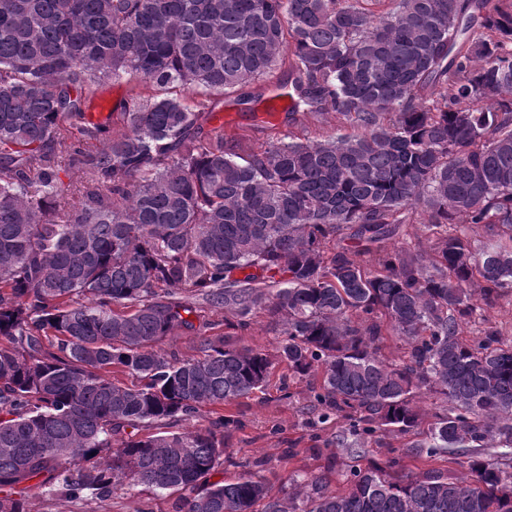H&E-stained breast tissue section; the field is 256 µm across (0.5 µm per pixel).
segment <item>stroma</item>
<instances>
[{
	"label": "stroma",
	"mask_w": 512,
	"mask_h": 512,
	"mask_svg": "<svg viewBox=\"0 0 512 512\" xmlns=\"http://www.w3.org/2000/svg\"><path fill=\"white\" fill-rule=\"evenodd\" d=\"M288 68L280 61L271 75L252 82L244 92L215 93L210 97L213 110L211 126L223 127L225 134L241 139L245 151H264L274 134H287L285 116L269 120L266 112L279 94V83ZM230 414L240 421L224 438L232 460L215 472V480L231 481L241 472V465L257 457L267 459L264 475L272 494L290 488L292 481L319 474L326 467L343 471L344 455L330 457L328 446L335 440L339 421L321 424L311 410V396L306 381L291 382L288 391L270 385L266 391L240 399L230 406ZM172 498H154L141 491L120 490L110 500L98 504L51 503L38 495L29 498L30 512H173Z\"/></svg>",
	"instance_id": "obj_1"
}]
</instances>
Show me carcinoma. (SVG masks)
I'll return each instance as SVG.
<instances>
[{"label":"carcinoma","mask_w":512,"mask_h":512,"mask_svg":"<svg viewBox=\"0 0 512 512\" xmlns=\"http://www.w3.org/2000/svg\"><path fill=\"white\" fill-rule=\"evenodd\" d=\"M285 49L289 125L333 112L346 132L244 158L204 130L202 97ZM125 74L152 93L132 91L114 133L83 95ZM72 170L92 175L78 199ZM414 215L430 250L387 248ZM511 293L512 0H0V512L125 486L180 493L174 512H512V344L462 329L475 295ZM199 299L283 339L161 348L197 331ZM278 364L311 379L355 460L336 489L304 478L299 504L269 494L263 459L211 481L239 420L200 421ZM427 393L442 410L426 425ZM384 432L402 452L356 464ZM251 322L247 330L238 331L241 344L273 352L277 343L283 338L280 336L281 327L271 323L264 315L252 319ZM206 334H213V331L216 330H209L206 328L201 327V331H198L197 333H179L176 336H171L165 339L164 343L162 344V347L166 350L172 349L179 353L180 357L184 359H190L193 357H196L197 355V342L200 334L205 333Z\"/></svg>","instance_id":"cac0c4a2"}]
</instances>
